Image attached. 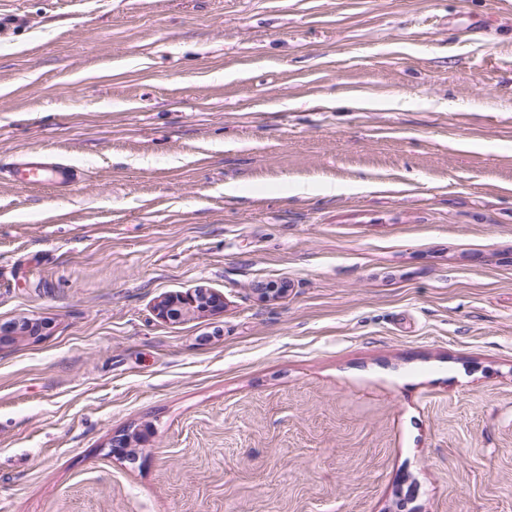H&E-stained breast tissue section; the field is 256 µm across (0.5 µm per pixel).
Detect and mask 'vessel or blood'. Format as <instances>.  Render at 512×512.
Here are the masks:
<instances>
[{
	"label": "vessel or blood",
	"mask_w": 512,
	"mask_h": 512,
	"mask_svg": "<svg viewBox=\"0 0 512 512\" xmlns=\"http://www.w3.org/2000/svg\"><path fill=\"white\" fill-rule=\"evenodd\" d=\"M9 175L20 185L32 189L50 188L61 194L73 191L82 181L80 170L41 151L19 157L10 165Z\"/></svg>",
	"instance_id": "b4317fda"
}]
</instances>
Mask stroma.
<instances>
[{
  "label": "stroma",
  "mask_w": 512,
  "mask_h": 512,
  "mask_svg": "<svg viewBox=\"0 0 512 512\" xmlns=\"http://www.w3.org/2000/svg\"><path fill=\"white\" fill-rule=\"evenodd\" d=\"M0 10V512H512V0ZM13 182L32 189L50 188L60 194L73 191L82 181V171L59 162L43 151L24 154L9 167ZM153 310L158 319L169 323L213 316L224 311V298L205 288H197L181 295H163L157 299Z\"/></svg>",
  "instance_id": "stroma-1"
}]
</instances>
